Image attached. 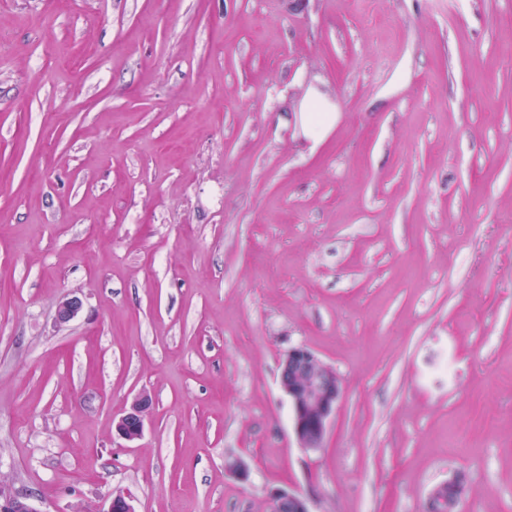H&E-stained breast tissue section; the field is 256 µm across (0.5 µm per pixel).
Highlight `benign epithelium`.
<instances>
[{
    "mask_svg": "<svg viewBox=\"0 0 512 512\" xmlns=\"http://www.w3.org/2000/svg\"><path fill=\"white\" fill-rule=\"evenodd\" d=\"M82 300L76 296L63 299L57 308V321L65 324L77 316ZM280 386L288 396L292 411L293 431L300 447L316 451L322 447L330 419L342 397L335 373L311 350L293 347L280 364ZM152 406L151 396L142 391L136 394L129 408L116 424L118 435L129 442L141 437L146 417ZM271 500L280 512H309L307 498L288 491L275 492ZM0 512H39L30 497L0 488ZM93 512H135L131 499L122 492L111 494L108 504L93 507Z\"/></svg>",
    "mask_w": 512,
    "mask_h": 512,
    "instance_id": "obj_1",
    "label": "benign epithelium"
}]
</instances>
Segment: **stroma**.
Segmentation results:
<instances>
[{
  "instance_id": "obj_1",
  "label": "stroma",
  "mask_w": 512,
  "mask_h": 512,
  "mask_svg": "<svg viewBox=\"0 0 512 512\" xmlns=\"http://www.w3.org/2000/svg\"><path fill=\"white\" fill-rule=\"evenodd\" d=\"M510 15L0 0V482L39 512H426L459 478V512H512ZM296 346L342 387L316 451ZM300 121L303 133L307 140L311 142V148H316L324 138L333 130L338 120V112L330 106L314 110L305 103L302 112H300ZM305 375L320 389L314 396L300 383V377ZM280 386L291 404L293 431L300 448H322L329 421L342 397L335 373L311 350L297 346L281 360ZM152 406V398L147 392L136 394L129 408L122 414L116 424L118 435L129 442L141 437L146 417ZM447 486H448V499L449 498L451 499L452 511L453 512L459 511L458 509H459V506L461 503L464 488H463V485L457 479H454V480L448 481V483L446 482L441 485H438L431 490L429 497H428V499H429L428 504H429L430 512H433L435 510V508L437 507V499H439L441 502L443 501V498L441 496H439V494H438V490L440 488L447 487ZM269 504V512H309L308 500L304 496L288 491H276ZM276 501L279 509L277 508Z\"/></svg>"
}]
</instances>
